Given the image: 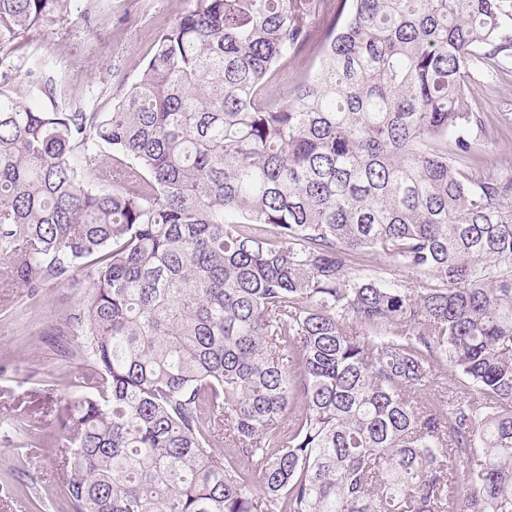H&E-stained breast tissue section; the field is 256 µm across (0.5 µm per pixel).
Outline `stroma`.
Listing matches in <instances>:
<instances>
[{"label": "stroma", "mask_w": 512, "mask_h": 512, "mask_svg": "<svg viewBox=\"0 0 512 512\" xmlns=\"http://www.w3.org/2000/svg\"><path fill=\"white\" fill-rule=\"evenodd\" d=\"M186 0H95L90 17L44 23L29 54L64 73L70 90L109 111L122 79L134 78L153 42ZM84 273L51 281L38 294L0 281V512H66L58 443L51 440L68 399V377L83 362L47 337L51 320L86 299ZM25 433L14 431V424Z\"/></svg>", "instance_id": "1"}]
</instances>
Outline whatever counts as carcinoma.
I'll list each match as a JSON object with an SVG mask.
<instances>
[{
	"label": "carcinoma",
	"mask_w": 512,
	"mask_h": 512,
	"mask_svg": "<svg viewBox=\"0 0 512 512\" xmlns=\"http://www.w3.org/2000/svg\"><path fill=\"white\" fill-rule=\"evenodd\" d=\"M74 12L0 0V50ZM15 73L0 275L90 280L51 328L84 359L69 512H512V174L483 150L512 122L469 98L512 77V0H190L109 112ZM331 12H321L312 19L311 27L314 35L311 40L295 55L288 68V94H292L299 76L310 73L318 60L321 32L332 23Z\"/></svg>",
	"instance_id": "cac0c4a2"
}]
</instances>
